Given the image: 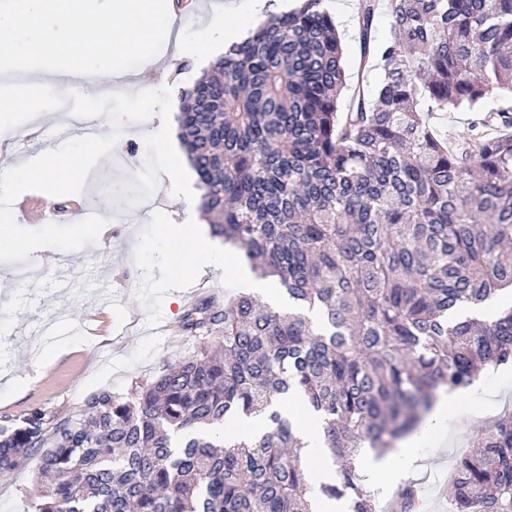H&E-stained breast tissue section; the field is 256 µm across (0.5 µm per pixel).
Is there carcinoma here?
Wrapping results in <instances>:
<instances>
[{
    "label": "carcinoma",
    "instance_id": "1",
    "mask_svg": "<svg viewBox=\"0 0 512 512\" xmlns=\"http://www.w3.org/2000/svg\"><path fill=\"white\" fill-rule=\"evenodd\" d=\"M392 37L364 57L382 79L339 99L346 60L325 0L272 13L182 94L180 142L213 236L273 278L286 309L243 293L203 300L180 329L196 350L76 419L33 407L0 425V476L37 457L32 512H312L320 494L375 512L354 456L393 448L441 391L512 365V135L443 145L424 114L512 99V0H387ZM320 414L337 466L310 481L302 437L276 410ZM265 416L256 438L224 423ZM448 482L453 512H512V417L473 441ZM390 512H416L410 485Z\"/></svg>",
    "mask_w": 512,
    "mask_h": 512
}]
</instances>
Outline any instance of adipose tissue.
I'll list each match as a JSON object with an SVG mask.
<instances>
[{"label":"adipose tissue","mask_w":512,"mask_h":512,"mask_svg":"<svg viewBox=\"0 0 512 512\" xmlns=\"http://www.w3.org/2000/svg\"><path fill=\"white\" fill-rule=\"evenodd\" d=\"M214 10L223 20L221 31L201 29L190 46L174 39L173 51L167 55L150 50L141 32L157 25L171 28L173 0H11L9 9L0 10V74L23 69L36 79L20 87L0 86V121L9 120L31 96L52 104L67 75L82 71L109 77L121 72L130 52L144 64L168 71L185 53L210 56L219 45L235 40L239 23L235 7L226 0H216ZM161 238L167 267L201 275L211 267L224 268L239 287L268 303L284 304L276 282L256 277L238 261L235 248L214 243L202 225L166 224ZM278 410L297 426L305 443L302 454L313 463L316 481H333L336 468L319 442L317 416L297 395L282 401Z\"/></svg>","instance_id":"ef3b65f1"}]
</instances>
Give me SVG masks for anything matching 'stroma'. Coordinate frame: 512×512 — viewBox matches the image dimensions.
Wrapping results in <instances>:
<instances>
[{"instance_id": "1", "label": "stroma", "mask_w": 512, "mask_h": 512, "mask_svg": "<svg viewBox=\"0 0 512 512\" xmlns=\"http://www.w3.org/2000/svg\"><path fill=\"white\" fill-rule=\"evenodd\" d=\"M335 20L351 81L362 82L373 93L379 71L360 69L362 59L357 14L359 0H333ZM135 84L171 86L173 95L191 87L203 69L187 57L178 75L157 68L143 69L129 58ZM498 90H491L482 106L436 112L430 125L448 143L470 137L475 126L488 136L502 135L496 124H486L489 112L504 107ZM43 104L32 100L13 120L0 124V167H16L61 146L80 132L68 128L67 111L39 120ZM160 117L151 122L126 123L124 149L108 169L117 190L131 182L146 161L145 134L154 132ZM87 214L99 215L112 226L109 239L78 250L50 249L31 254L24 266L27 278L16 275L19 266L0 263V418H18L43 405L58 417L81 415L85 398L109 389L125 391L140 377L156 374L169 361L193 354L195 343L179 329L182 314L206 298L224 300L239 288L223 271L209 270L198 280L178 278L161 262V224L171 211H198V203L174 197L168 178H161L155 193L131 206L122 198L102 193L87 179L81 193ZM512 413V366L489 372L448 408L444 430L430 432L411 455L400 450L388 457L400 472L390 489L408 481L420 490L419 512H449L446 488L458 456L470 451L476 434L498 418ZM39 462L27 465L0 482V512H31L30 498L37 488Z\"/></svg>"}]
</instances>
